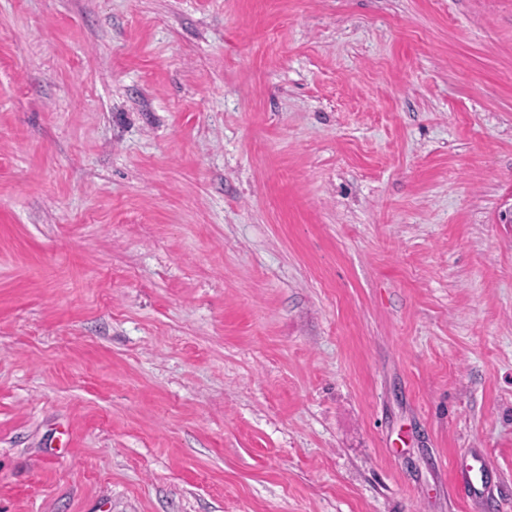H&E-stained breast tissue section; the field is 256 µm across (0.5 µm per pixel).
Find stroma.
Instances as JSON below:
<instances>
[{
  "label": "stroma",
  "instance_id": "35a3bbf8",
  "mask_svg": "<svg viewBox=\"0 0 512 512\" xmlns=\"http://www.w3.org/2000/svg\"><path fill=\"white\" fill-rule=\"evenodd\" d=\"M512 0H0V512H512Z\"/></svg>",
  "mask_w": 512,
  "mask_h": 512
}]
</instances>
